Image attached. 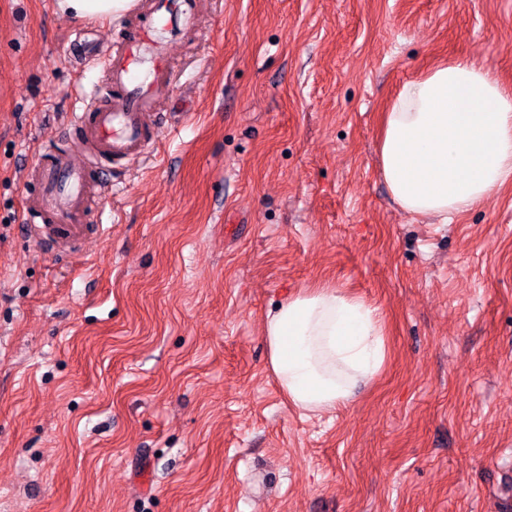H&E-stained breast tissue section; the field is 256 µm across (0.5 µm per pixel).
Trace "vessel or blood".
<instances>
[{"mask_svg":"<svg viewBox=\"0 0 512 512\" xmlns=\"http://www.w3.org/2000/svg\"><path fill=\"white\" fill-rule=\"evenodd\" d=\"M197 5L198 0H149L144 20L106 57L109 82L95 93L101 106L73 116L83 142L98 155L135 159L152 144L160 122L154 102L177 90L168 67L169 46L194 29ZM34 172L39 191L28 202L24 230L35 248L53 254L61 243L89 235L90 188L98 187L104 197L112 186L91 164L52 148L38 157Z\"/></svg>","mask_w":512,"mask_h":512,"instance_id":"1","label":"vessel or blood"}]
</instances>
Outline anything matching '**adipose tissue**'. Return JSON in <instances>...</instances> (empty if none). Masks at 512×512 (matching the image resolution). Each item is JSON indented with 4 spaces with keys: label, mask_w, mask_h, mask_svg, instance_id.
<instances>
[{
    "label": "adipose tissue",
    "mask_w": 512,
    "mask_h": 512,
    "mask_svg": "<svg viewBox=\"0 0 512 512\" xmlns=\"http://www.w3.org/2000/svg\"><path fill=\"white\" fill-rule=\"evenodd\" d=\"M133 0H56L78 20H108ZM380 171L405 212L452 218L512 181V90L458 57L406 80L382 115ZM379 307L339 288L288 295L270 311L264 340L288 401L305 413L347 407L387 358Z\"/></svg>",
    "instance_id": "ef3b65f1"
}]
</instances>
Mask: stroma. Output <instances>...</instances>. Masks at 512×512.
<instances>
[{
    "mask_svg": "<svg viewBox=\"0 0 512 512\" xmlns=\"http://www.w3.org/2000/svg\"><path fill=\"white\" fill-rule=\"evenodd\" d=\"M138 20L0 0V512H512V182L442 224L378 155L425 68L512 89V0H201L150 151L97 163L103 233L40 253L29 167ZM315 285L378 306L389 356L305 414L262 329Z\"/></svg>",
    "mask_w": 512,
    "mask_h": 512,
    "instance_id": "stroma-1",
    "label": "stroma"
}]
</instances>
